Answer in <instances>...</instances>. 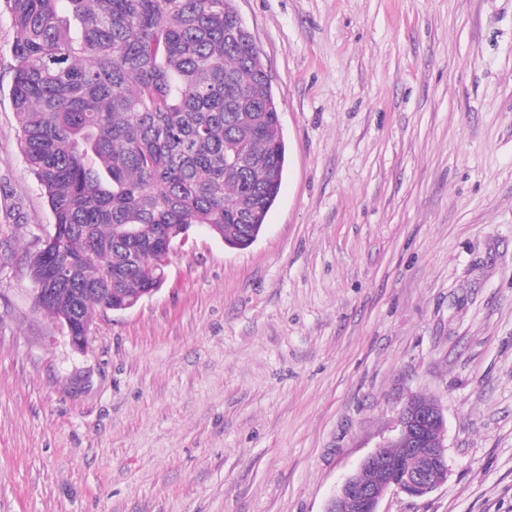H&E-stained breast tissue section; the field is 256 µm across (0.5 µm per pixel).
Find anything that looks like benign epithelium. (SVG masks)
I'll use <instances>...</instances> for the list:
<instances>
[{
    "mask_svg": "<svg viewBox=\"0 0 512 512\" xmlns=\"http://www.w3.org/2000/svg\"><path fill=\"white\" fill-rule=\"evenodd\" d=\"M58 325L70 345L84 351L91 329L78 336L72 321L65 318ZM435 429H444L443 406L435 400L410 397L398 413L396 435L346 476L329 499L326 512H344L348 508L354 512H380L381 501L392 491L414 498L431 493L448 474L444 439L430 435ZM367 471L374 473L370 482L363 479Z\"/></svg>",
    "mask_w": 512,
    "mask_h": 512,
    "instance_id": "benign-epithelium-1",
    "label": "benign epithelium"
}]
</instances>
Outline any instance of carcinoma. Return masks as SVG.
Wrapping results in <instances>:
<instances>
[{"instance_id":"cac0c4a2","label":"carcinoma","mask_w":512,"mask_h":512,"mask_svg":"<svg viewBox=\"0 0 512 512\" xmlns=\"http://www.w3.org/2000/svg\"><path fill=\"white\" fill-rule=\"evenodd\" d=\"M17 30L11 97L21 155L53 238L26 262L37 285H157L150 263L187 225L252 245L286 159L261 53L233 0H4ZM103 297L73 313L81 329Z\"/></svg>"}]
</instances>
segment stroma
<instances>
[{
  "label": "stroma",
  "mask_w": 512,
  "mask_h": 512,
  "mask_svg": "<svg viewBox=\"0 0 512 512\" xmlns=\"http://www.w3.org/2000/svg\"><path fill=\"white\" fill-rule=\"evenodd\" d=\"M235 6L286 143L265 230L194 227L81 352L32 301L0 7V512H324L413 395L448 476L382 512H512V0Z\"/></svg>",
  "instance_id": "obj_1"
}]
</instances>
